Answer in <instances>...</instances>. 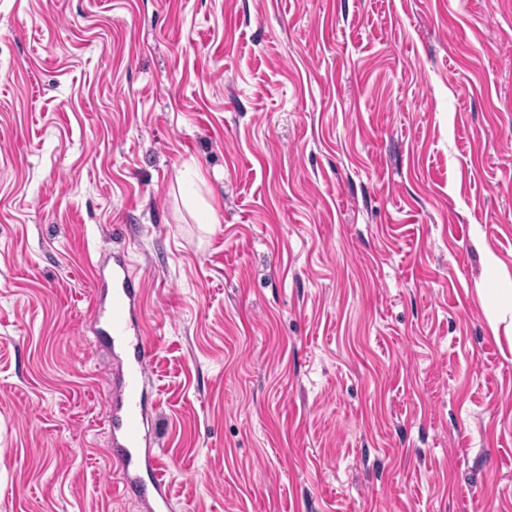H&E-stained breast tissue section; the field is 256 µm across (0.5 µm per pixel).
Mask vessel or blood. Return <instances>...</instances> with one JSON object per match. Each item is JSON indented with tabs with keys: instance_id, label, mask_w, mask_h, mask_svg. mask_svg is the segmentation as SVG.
Instances as JSON below:
<instances>
[{
	"instance_id": "obj_1",
	"label": "vessel or blood",
	"mask_w": 512,
	"mask_h": 512,
	"mask_svg": "<svg viewBox=\"0 0 512 512\" xmlns=\"http://www.w3.org/2000/svg\"><path fill=\"white\" fill-rule=\"evenodd\" d=\"M95 284L101 293L96 306L100 332L121 364L120 375L112 383V444L122 485L142 497L150 512H171L172 500L145 426V384L155 346L142 318V280L126 256L115 253L97 269Z\"/></svg>"
}]
</instances>
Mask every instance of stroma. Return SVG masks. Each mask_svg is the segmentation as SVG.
I'll list each match as a JSON object with an SVG mask.
<instances>
[{"label":"stroma","instance_id":"stroma-1","mask_svg":"<svg viewBox=\"0 0 512 512\" xmlns=\"http://www.w3.org/2000/svg\"><path fill=\"white\" fill-rule=\"evenodd\" d=\"M109 251L172 512H512V0H0V512H148ZM142 283L126 255L112 253L96 270V288L102 293L96 312L100 333L121 364L120 375L112 382V444L118 448L116 461L122 485L142 497L150 512H169L172 499L145 426V384L155 346L146 335L142 318Z\"/></svg>","mask_w":512,"mask_h":512}]
</instances>
